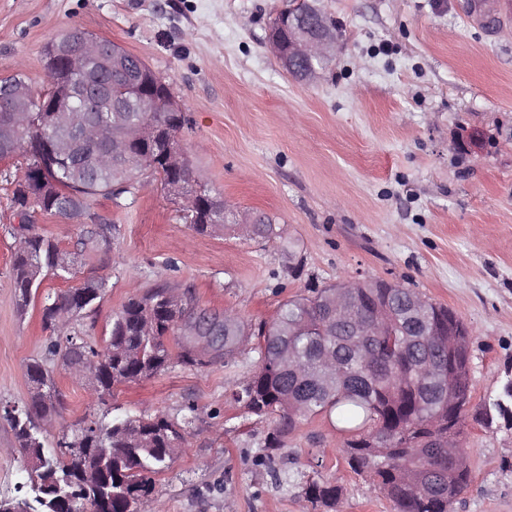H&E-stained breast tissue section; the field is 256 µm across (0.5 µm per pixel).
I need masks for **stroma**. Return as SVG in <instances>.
Wrapping results in <instances>:
<instances>
[{
    "instance_id": "stroma-1",
    "label": "stroma",
    "mask_w": 512,
    "mask_h": 512,
    "mask_svg": "<svg viewBox=\"0 0 512 512\" xmlns=\"http://www.w3.org/2000/svg\"><path fill=\"white\" fill-rule=\"evenodd\" d=\"M283 0H0V78L47 84L42 49L72 27L112 40L170 85L189 123L179 134L195 180L223 194L228 215L263 212L298 241L204 236L181 201L150 179L135 193L95 198L111 224L37 215L30 233L55 240L75 275H45L18 311L11 256L19 219L12 182L25 160L0 162V400L26 405V368L44 358L50 333L44 294L93 278L106 283L94 305L92 344H104L112 315L158 283L191 292L196 306L272 317L309 282L345 278L404 283L457 313L471 332L470 411L482 409L512 374V20L485 29L471 0H323L340 29L336 58L318 77L289 75L267 44ZM480 130L483 147H458ZM253 354L203 368L180 364L100 401L53 361L64 406L44 431L103 414L179 418L194 406L186 448L155 479L163 512H308L309 479L343 488L335 512H394L354 474L330 421H304L277 457L279 479L256 465L271 423L246 412L232 391ZM463 442L472 482L450 512H512V425L469 421ZM29 473L0 418V497H25Z\"/></svg>"
}]
</instances>
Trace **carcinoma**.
Wrapping results in <instances>:
<instances>
[{"mask_svg":"<svg viewBox=\"0 0 512 512\" xmlns=\"http://www.w3.org/2000/svg\"><path fill=\"white\" fill-rule=\"evenodd\" d=\"M114 52L136 70L133 79L149 81L155 87L157 103L143 111L131 92L125 91L127 75L112 76V135L132 125L148 122L158 138L151 145H136L134 156L112 159V165L92 169L79 158L61 161L48 155L29 153L27 143L34 137L54 132L50 113L33 112L27 126L14 141L1 136L13 125L15 113L0 108V156L26 159V167L40 173L34 188L14 181L12 203L17 213L41 211L63 216L76 204L84 223L108 230L90 201L102 196L118 199L132 192L137 175L150 174L160 180L168 193L178 199L196 197V218L191 228L199 235L214 232L213 217L224 207V197L192 180L189 160L178 133L189 122L182 112H170L168 84L138 56L117 44ZM283 228L266 215L254 225V241L283 239ZM66 254L54 240L28 234L21 238L12 257V281L19 309L29 305L36 294L43 270L56 277L71 278ZM82 288L89 302L70 312V318H85L104 291L101 280L87 279ZM405 290L400 283L356 282L348 291L350 301L341 318L334 316L336 285L308 288L282 302L269 320L252 322L232 309L222 313L196 309L189 302L160 308V300L171 288L158 285L130 297L112 317L108 345L97 348L80 330H61L55 313L66 308L68 295L47 294L42 306L44 329L51 331L50 359L66 365L81 356L112 354L111 371L94 384L97 394H114L128 383L151 378L174 362L201 368L203 360L185 345L175 355L166 339L180 323L199 336H213L216 351L224 360H234L242 344L252 339L257 353L256 369L235 390L233 397L247 412L274 418V426L262 442L261 464L274 463L288 437L305 420L323 416L336 422L340 451L350 469L368 478L394 504L397 512H450L453 502L472 481L467 448L457 441L455 448H436L448 432L462 436L467 426V399L471 397V338L463 321L448 307L424 300L421 312L411 316L404 308ZM392 320L393 334L407 347L406 355L395 357L381 348L377 324ZM35 415L21 412L6 402L3 418L10 425L22 452L49 456V472L39 476L40 486L32 490V502L49 497L57 489L74 498L88 490L76 479L87 465L78 448H89V435L101 437L103 454L96 460L104 466L112 494V512H125L131 499H139L160 512L152 498L155 476L167 471L181 449L171 441L186 439L192 418L171 419L165 415L131 419L115 416L92 419L76 428L65 429L55 446L44 448L37 416L58 413L61 399L50 404L32 396ZM512 422V378L502 384L497 399L483 409L482 422L494 417ZM303 498L312 508L333 509L342 489L320 478L301 486Z\"/></svg>","mask_w":512,"mask_h":512,"instance_id":"obj_1","label":"carcinoma"}]
</instances>
